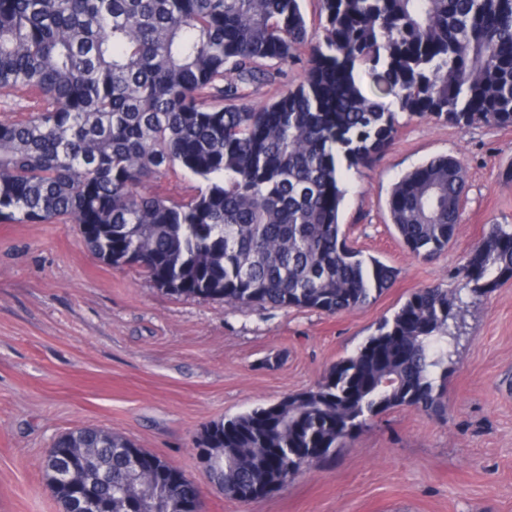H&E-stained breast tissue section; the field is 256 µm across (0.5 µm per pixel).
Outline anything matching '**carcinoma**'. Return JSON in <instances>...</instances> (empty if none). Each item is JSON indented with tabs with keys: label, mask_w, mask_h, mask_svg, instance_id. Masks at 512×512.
Here are the masks:
<instances>
[{
	"label": "carcinoma",
	"mask_w": 512,
	"mask_h": 512,
	"mask_svg": "<svg viewBox=\"0 0 512 512\" xmlns=\"http://www.w3.org/2000/svg\"><path fill=\"white\" fill-rule=\"evenodd\" d=\"M0 0V223L74 224L86 248L172 296L237 307L342 314L382 294L394 269L339 223L347 172L372 168L398 113L458 127L512 126V0ZM309 50L300 81L253 108L243 89ZM204 186L176 199L177 170ZM467 180L437 156L394 184L387 208L405 247L430 260L455 238ZM462 269L482 295L512 279V228L494 224ZM463 309L421 288L315 386L204 428L209 476L250 503L313 458L328 464L368 419L396 408L440 415ZM45 479L63 512L75 482L100 512H182L196 485L124 437L60 435ZM155 468L129 486L132 453Z\"/></svg>",
	"instance_id": "cac0c4a2"
}]
</instances>
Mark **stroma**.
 Returning a JSON list of instances; mask_svg holds the SVG:
<instances>
[{"instance_id": "obj_1", "label": "stroma", "mask_w": 512, "mask_h": 512, "mask_svg": "<svg viewBox=\"0 0 512 512\" xmlns=\"http://www.w3.org/2000/svg\"><path fill=\"white\" fill-rule=\"evenodd\" d=\"M399 122L376 167L347 174L340 212L354 246L397 278L337 316L170 296L100 262L75 225L0 224V512H62L44 459L79 427L164 458L199 486L205 512H512V280L476 297L460 274L490 225L512 226V126ZM440 155L462 164L468 196L456 238L426 261L397 238L386 201L401 176ZM436 285L470 306L445 417L382 413L331 466L248 504L207 479L193 448L205 426L312 387Z\"/></svg>"}]
</instances>
